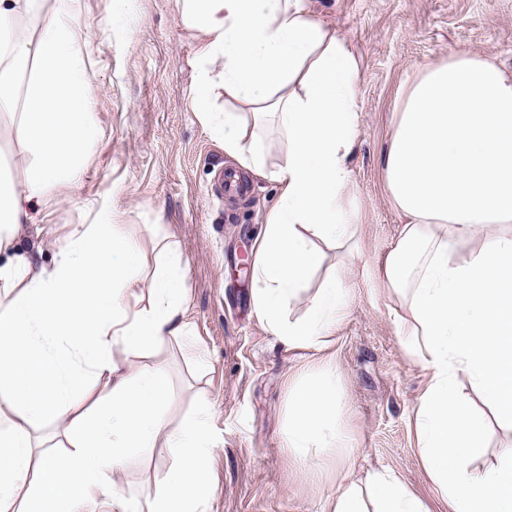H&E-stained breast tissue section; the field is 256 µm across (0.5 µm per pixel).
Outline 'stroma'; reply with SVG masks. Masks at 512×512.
<instances>
[{"instance_id": "obj_1", "label": "stroma", "mask_w": 512, "mask_h": 512, "mask_svg": "<svg viewBox=\"0 0 512 512\" xmlns=\"http://www.w3.org/2000/svg\"><path fill=\"white\" fill-rule=\"evenodd\" d=\"M313 10L350 44L360 69V125L349 162L347 203L359 230L325 247L314 276L286 308L305 316L323 275L342 272L348 314L331 339L342 374L336 422L353 457L352 481L387 470L448 512L425 474L417 449L415 412L427 373L404 347L403 297L385 288L375 267L397 239L404 219L390 197L384 154L398 112L428 65L461 52L497 56L512 70V0H311ZM75 33L95 96L90 118L100 136L76 183L38 204L36 223L17 234L16 249L52 265L74 227L126 225L141 254L139 283L125 303L147 305L163 245L188 263L186 319L192 350L169 339L155 351L170 392L165 415L179 422L199 395L210 404L218 441L208 462L214 492L203 512H323L339 481L341 451L309 464L283 446L288 394L314 380L311 352L291 350L268 329L253 301L255 281L239 287L229 270L240 255L255 257L259 234L279 189L250 180L245 196L220 198L214 173L237 167L210 130L213 98L198 112L194 89L201 68L196 35L180 22L179 0H68L58 11L45 0L40 17ZM166 448H131L115 477L126 500L158 493L173 469Z\"/></svg>"}]
</instances>
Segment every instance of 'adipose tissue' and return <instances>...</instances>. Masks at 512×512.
Here are the masks:
<instances>
[{"label": "adipose tissue", "mask_w": 512, "mask_h": 512, "mask_svg": "<svg viewBox=\"0 0 512 512\" xmlns=\"http://www.w3.org/2000/svg\"><path fill=\"white\" fill-rule=\"evenodd\" d=\"M181 3V21L199 39V105L223 92L214 128L225 153L279 188L253 298L289 349L322 354L317 382L288 399L284 446L306 464L343 440L341 378L323 352L348 305L334 276L304 319H286L284 306L322 267V244L357 233L345 194L360 122L358 62L308 0ZM41 8L42 0H0V114L21 113L17 144L33 159L22 180L0 176V512H70L90 493L111 494L119 512H200L213 493L208 459L217 447L208 408L170 427L165 369L151 358L164 340L189 334L182 255L163 249L152 298L133 310L124 299L139 281L140 251L122 225H77L48 268L11 247L33 204L76 181L99 135L73 31L61 22L36 35L21 30ZM218 61L215 77L209 66ZM269 124L288 143L273 168L251 133ZM384 171L405 222L376 268L407 299L405 347L427 372L416 410L423 467L449 512H512V450L489 468L471 467L485 419L463 414L456 386L466 375L512 436V269L499 264L512 257V73L468 53L426 68L404 101ZM51 322L63 343L48 341ZM45 419L52 452L34 434ZM159 445L175 457L166 490L128 507L106 478L125 450ZM328 512L429 510L378 473L362 488L342 480Z\"/></svg>", "instance_id": "adipose-tissue-1"}]
</instances>
